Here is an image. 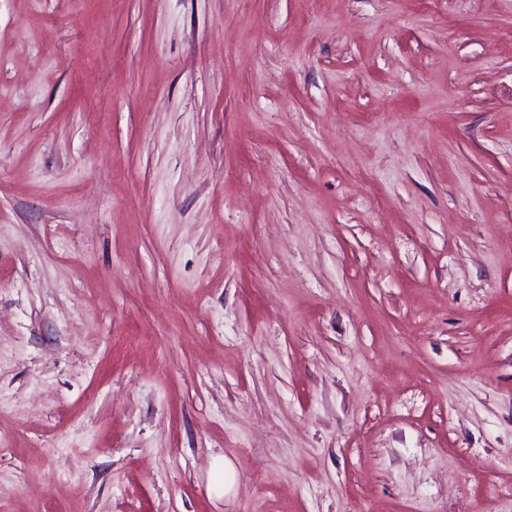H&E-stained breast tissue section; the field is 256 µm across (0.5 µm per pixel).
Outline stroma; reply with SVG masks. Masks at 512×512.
<instances>
[{"mask_svg":"<svg viewBox=\"0 0 512 512\" xmlns=\"http://www.w3.org/2000/svg\"><path fill=\"white\" fill-rule=\"evenodd\" d=\"M512 0H0V512H512Z\"/></svg>","mask_w":512,"mask_h":512,"instance_id":"obj_1","label":"stroma"}]
</instances>
